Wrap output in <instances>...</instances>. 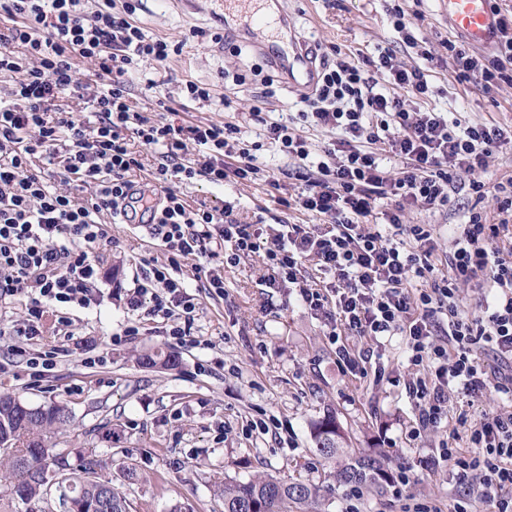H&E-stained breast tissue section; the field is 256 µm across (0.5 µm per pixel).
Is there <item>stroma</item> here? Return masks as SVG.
I'll list each match as a JSON object with an SVG mask.
<instances>
[{"label":"stroma","instance_id":"stroma-1","mask_svg":"<svg viewBox=\"0 0 512 512\" xmlns=\"http://www.w3.org/2000/svg\"><path fill=\"white\" fill-rule=\"evenodd\" d=\"M400 3L412 14L415 34L426 41L438 63L429 72L432 93L427 107L453 112L466 124L512 125V87L485 95L472 85L457 84L447 61L445 40H464V33L448 24L443 0H278L303 34L313 36L320 54L342 52L352 58L373 57L378 47L391 48L398 61L415 65L414 49L402 43L388 13ZM133 21L150 37L169 40L181 47L160 67L134 66L129 72V97L136 111L155 118L172 108V123L180 125L231 122L240 126L245 145L256 146V164L283 176L289 196L302 192L304 184L289 178L293 163L275 146L264 141V123L292 120L294 132L319 152L332 134L327 129L298 121V96L285 81H277L276 94L263 98V87L254 69L270 74L263 55L246 35L212 41L211 33L223 32L224 15L215 0H138ZM208 37H192L195 29ZM245 74V83L222 80L221 71ZM154 88H147V80ZM192 81L210 87L209 102L184 98L181 89ZM170 189L183 194L191 205L230 208L244 223L312 224L310 214L284 209L269 195L264 180L214 184L203 177L191 181L172 179ZM450 206L425 211L406 209V224H429L434 229L439 255L452 249V225L471 207L468 189L451 194ZM111 243L99 250L103 258L96 282L95 301L87 308L70 311L67 335L55 338L63 349L43 387L29 388L22 368L0 375V391L14 393L34 405L64 402L72 415L70 424L55 434L56 451L68 454L71 464L92 455L95 472L122 490L131 512H222L216 495L218 483L245 480L255 474L299 476L313 483L325 478L326 466L313 448L309 423L333 411L347 435V446L383 457L391 472L409 468L407 488L414 503L447 512L455 499V480L445 463L434 457L443 429L411 435L417 413L403 386L410 373L401 337L377 347L367 337H349L359 350H381L386 367L383 380L374 376L343 374L336 352L326 337L323 322L316 319L288 288H268L263 259L254 255L238 266L226 267L223 296L210 295L205 278L195 265L185 264L179 275L199 302L196 325L201 339L211 348L188 349L158 336L155 324L143 320L142 334L127 345L114 347L112 334L124 328L130 315L114 298L119 288L130 289L145 258H164L160 240L146 224H115ZM108 351L105 366L88 368L89 350ZM173 353L181 364L173 371L139 363L145 353ZM273 419L288 431L278 443L268 435L244 436L241 425L256 416ZM136 468L139 479L124 483V466ZM360 512H402L405 504L394 487L384 492L364 490L351 501L337 490L329 512H347L350 504Z\"/></svg>","mask_w":512,"mask_h":512}]
</instances>
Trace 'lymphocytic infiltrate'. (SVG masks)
I'll list each match as a JSON object with an SVG mask.
<instances>
[{
  "mask_svg": "<svg viewBox=\"0 0 512 512\" xmlns=\"http://www.w3.org/2000/svg\"><path fill=\"white\" fill-rule=\"evenodd\" d=\"M0 11L10 20L0 28V81L10 85L8 101H0V300L25 298V316L13 333L41 341L0 359V373L20 359L29 386L42 385L61 353L42 339L46 320L65 329L67 308H86L94 300L97 251L108 236L102 217L131 221L144 210L166 259L144 261L124 305L158 320L168 341L181 347L200 342L199 306L174 270L199 256L233 267L259 253L266 260V287L296 288L304 306L324 322L342 372H367L365 353L348 348L345 337L405 338L412 369L405 388L418 410L414 435L447 419L449 389L476 397L491 388L512 398V177L494 184L474 177L495 152L512 148V126H465L416 108L430 94V50L419 49L420 64L409 68L388 48L374 59L345 56L323 63L298 112L302 121L336 133L319 161H311L306 142L287 123H266V140L293 160L305 183L283 206L317 218L312 225L268 230L241 223L229 208L192 206L168 189L173 177L252 182L259 171L239 145L236 124L176 125L134 109L130 65H162L173 45L131 23L132 0L119 11L91 12L81 0H0ZM499 20L490 54L446 42L455 81L477 84L486 95L512 86V14ZM79 59L97 64L101 86L78 81ZM371 66L388 74L391 90L378 88L367 72ZM77 95L91 103L93 120L69 106ZM133 137L156 150L153 178L164 194L133 195L131 174L141 167L129 143ZM377 143L388 145L399 169L382 165ZM197 148L202 155L195 162L189 154ZM462 181L477 204L492 199L499 220L488 223L477 205L468 209L442 262L431 225L403 223L401 214L409 207L448 206ZM76 187L90 188L89 197L74 196ZM382 199L391 206L381 212ZM378 214L385 229L370 223ZM481 274L490 293L466 312L459 286ZM486 349L498 362L496 371L479 360ZM457 422L459 431L438 444L440 458L458 482L478 477L493 512H512V412L477 419L462 413ZM462 436L469 452L457 446Z\"/></svg>",
  "mask_w": 512,
  "mask_h": 512,
  "instance_id": "obj_1",
  "label": "lymphocytic infiltrate"
}]
</instances>
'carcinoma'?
<instances>
[{
	"label": "carcinoma",
	"instance_id": "carcinoma-1",
	"mask_svg": "<svg viewBox=\"0 0 512 512\" xmlns=\"http://www.w3.org/2000/svg\"><path fill=\"white\" fill-rule=\"evenodd\" d=\"M69 423V411L59 402L33 406L0 391V480L8 483V500L47 503L55 491L61 499L79 497L85 504L83 512H99L93 505L103 498L109 502L108 512H129L125 495L112 482L93 476L92 465L75 472L67 457L52 453L51 431ZM310 432L315 452L328 466V484L271 474L229 480L218 490L224 512H326L340 487L383 492L390 479L388 470L380 459L344 447L335 414L328 411L313 420Z\"/></svg>",
	"mask_w": 512,
	"mask_h": 512
}]
</instances>
